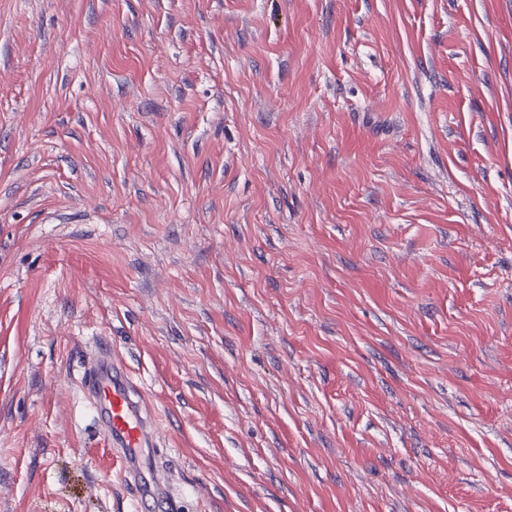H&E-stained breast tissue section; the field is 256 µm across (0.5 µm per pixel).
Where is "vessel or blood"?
<instances>
[{
  "instance_id": "vessel-or-blood-1",
  "label": "vessel or blood",
  "mask_w": 512,
  "mask_h": 512,
  "mask_svg": "<svg viewBox=\"0 0 512 512\" xmlns=\"http://www.w3.org/2000/svg\"><path fill=\"white\" fill-rule=\"evenodd\" d=\"M84 387L111 447L123 461V477L134 490L136 512L149 503L163 502L166 512L176 504L167 497L160 466L143 471L140 460L149 447L154 419L151 402L136 379L113 358L108 346H100L95 365L84 378Z\"/></svg>"
}]
</instances>
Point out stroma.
<instances>
[{
    "instance_id": "35a3bbf8",
    "label": "stroma",
    "mask_w": 512,
    "mask_h": 512,
    "mask_svg": "<svg viewBox=\"0 0 512 512\" xmlns=\"http://www.w3.org/2000/svg\"><path fill=\"white\" fill-rule=\"evenodd\" d=\"M512 512V0H0V512ZM84 387L111 447L124 463L123 477L134 490V511L142 512L149 502L164 499L165 510L173 512L176 503L166 495L160 466L155 463L147 476L139 464L143 448L150 447L151 402L127 368L112 358L106 344L100 346L95 365L86 373Z\"/></svg>"
}]
</instances>
